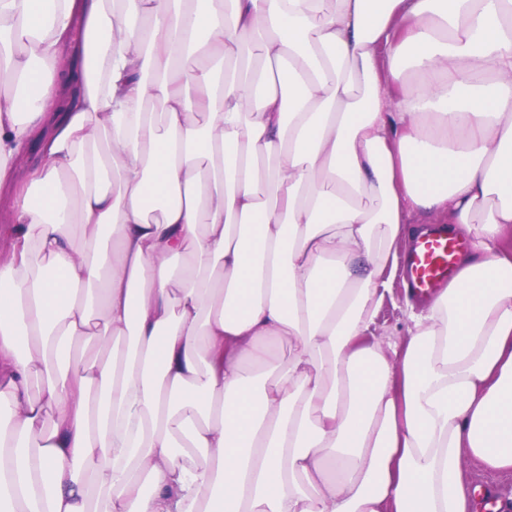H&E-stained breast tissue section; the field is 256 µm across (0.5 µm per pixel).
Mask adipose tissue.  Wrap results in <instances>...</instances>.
I'll list each match as a JSON object with an SVG mask.
<instances>
[{
	"instance_id": "1",
	"label": "adipose tissue",
	"mask_w": 512,
	"mask_h": 512,
	"mask_svg": "<svg viewBox=\"0 0 512 512\" xmlns=\"http://www.w3.org/2000/svg\"><path fill=\"white\" fill-rule=\"evenodd\" d=\"M0 48V512H472L464 458L512 470V0H0ZM435 221L472 251L393 361ZM409 241V240H408ZM408 241H401L396 245L397 252V265L389 276L387 288H391L390 292L386 294V299L382 304L374 324L371 326L367 336L376 341L386 342L387 337H392L397 340L399 344H403L408 336L406 335V304L402 274L400 269L399 257L409 243ZM395 334L399 336H387Z\"/></svg>"
}]
</instances>
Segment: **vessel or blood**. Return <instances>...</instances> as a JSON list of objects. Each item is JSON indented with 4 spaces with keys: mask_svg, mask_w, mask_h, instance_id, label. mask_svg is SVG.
<instances>
[{
    "mask_svg": "<svg viewBox=\"0 0 512 512\" xmlns=\"http://www.w3.org/2000/svg\"><path fill=\"white\" fill-rule=\"evenodd\" d=\"M461 243L437 224L405 251L406 280L412 293L432 299L447 288L459 270Z\"/></svg>",
    "mask_w": 512,
    "mask_h": 512,
    "instance_id": "obj_1",
    "label": "vessel or blood"
}]
</instances>
